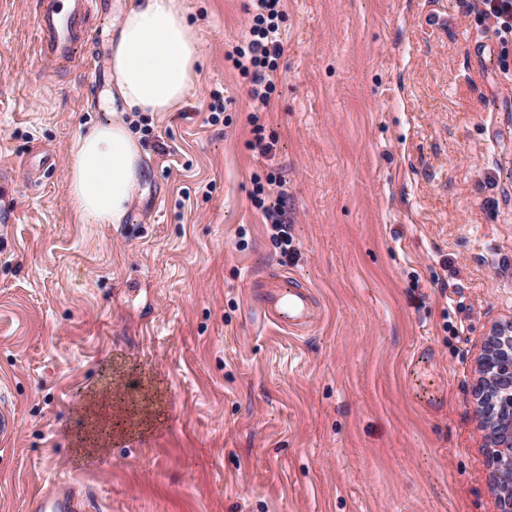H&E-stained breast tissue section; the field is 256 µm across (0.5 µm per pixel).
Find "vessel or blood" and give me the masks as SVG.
<instances>
[{
	"instance_id": "1",
	"label": "vessel or blood",
	"mask_w": 512,
	"mask_h": 512,
	"mask_svg": "<svg viewBox=\"0 0 512 512\" xmlns=\"http://www.w3.org/2000/svg\"><path fill=\"white\" fill-rule=\"evenodd\" d=\"M98 0H34L36 48L40 60L67 65L84 57V90H97L104 76V62L84 54L92 38L87 19ZM263 317L289 331L317 324L323 310L310 289L300 280L281 274L265 278L256 295ZM76 488L68 482L56 484L31 504V512H79Z\"/></svg>"
}]
</instances>
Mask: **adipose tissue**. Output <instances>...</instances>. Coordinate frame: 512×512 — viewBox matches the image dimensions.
Returning <instances> with one entry per match:
<instances>
[{
	"label": "adipose tissue",
	"instance_id": "1",
	"mask_svg": "<svg viewBox=\"0 0 512 512\" xmlns=\"http://www.w3.org/2000/svg\"><path fill=\"white\" fill-rule=\"evenodd\" d=\"M200 40L179 0H132L112 40V84L132 112H171L199 79ZM144 152L121 113L80 135L72 146L66 193L82 224H120L143 175ZM120 384L92 390L85 447H102L103 424L126 423Z\"/></svg>",
	"mask_w": 512,
	"mask_h": 512
}]
</instances>
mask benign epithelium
<instances>
[{
    "label": "benign epithelium",
    "instance_id": "7a95c632",
    "mask_svg": "<svg viewBox=\"0 0 512 512\" xmlns=\"http://www.w3.org/2000/svg\"><path fill=\"white\" fill-rule=\"evenodd\" d=\"M474 388L494 444L491 468L498 490L497 512H512V325L488 338Z\"/></svg>",
    "mask_w": 512,
    "mask_h": 512
}]
</instances>
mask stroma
Masks as SVG:
<instances>
[{"label": "stroma", "instance_id": "35a3bbf8", "mask_svg": "<svg viewBox=\"0 0 512 512\" xmlns=\"http://www.w3.org/2000/svg\"><path fill=\"white\" fill-rule=\"evenodd\" d=\"M180 4L199 80L176 111L131 113L146 159L121 224L79 223L66 195L111 87L45 71L32 0L0 8V512L61 481L81 512H497L472 387L512 322V39L478 0H283L263 157L226 57L248 0ZM271 171L288 264L250 200ZM279 270L322 305L309 332L255 319ZM425 347L438 413L411 376ZM110 379L153 417L79 453L83 403Z\"/></svg>", "mask_w": 512, "mask_h": 512}]
</instances>
